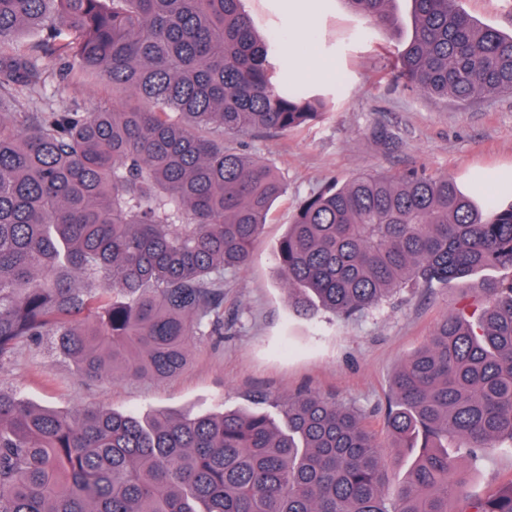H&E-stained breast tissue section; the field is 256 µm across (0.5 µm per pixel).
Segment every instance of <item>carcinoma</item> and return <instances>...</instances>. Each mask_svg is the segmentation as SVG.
I'll use <instances>...</instances> for the list:
<instances>
[{"instance_id":"carcinoma-1","label":"carcinoma","mask_w":512,"mask_h":512,"mask_svg":"<svg viewBox=\"0 0 512 512\" xmlns=\"http://www.w3.org/2000/svg\"><path fill=\"white\" fill-rule=\"evenodd\" d=\"M346 2L392 24L393 0ZM411 2L391 78L461 103L512 94V33L461 0ZM282 66L244 0H0V361L50 336L90 383L184 368L192 337L224 315V274L286 192L224 136L325 116ZM58 76L101 80L98 110H55ZM276 254L297 310L347 320L400 288L512 270V198L481 204L424 169L358 174L305 199ZM482 293L477 314L446 316L401 365L387 443L315 393L284 400L279 426L40 409L0 390V512H512V483L474 497L448 451L461 439L476 460L512 441V278ZM396 448L419 453L389 497Z\"/></svg>"}]
</instances>
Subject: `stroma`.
Here are the masks:
<instances>
[{"label":"stroma","mask_w":512,"mask_h":512,"mask_svg":"<svg viewBox=\"0 0 512 512\" xmlns=\"http://www.w3.org/2000/svg\"><path fill=\"white\" fill-rule=\"evenodd\" d=\"M315 29L290 49L285 79L328 100L317 124L278 133L228 135L225 145L274 164L286 194L275 202L248 265L224 278V321L191 340L176 376L80 381L51 341L20 346L0 363V390L35 407L75 411L104 403L141 417L156 410L212 414L226 409L277 415L279 401L309 390L366 412L378 434L392 398V378L451 312L480 300L481 281L505 280L494 268L447 288H403L366 314L339 320L322 312L305 318L288 305L275 246L299 204L327 183L360 173L397 175L423 167L462 188L489 194L512 188V95L461 105L423 95L386 75L412 32L406 0H393L394 21L377 29L345 0H246L259 31L288 46L299 9ZM470 490L488 495L512 483V453L501 448L466 462Z\"/></svg>","instance_id":"35a3bbf8"}]
</instances>
